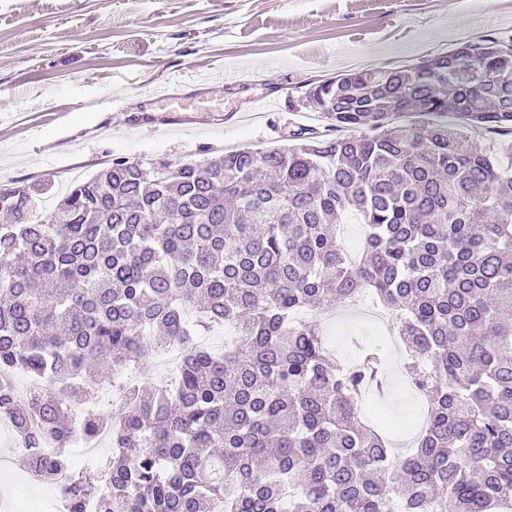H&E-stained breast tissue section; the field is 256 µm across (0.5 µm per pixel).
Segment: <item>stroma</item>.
<instances>
[{
	"label": "stroma",
	"mask_w": 512,
	"mask_h": 512,
	"mask_svg": "<svg viewBox=\"0 0 512 512\" xmlns=\"http://www.w3.org/2000/svg\"><path fill=\"white\" fill-rule=\"evenodd\" d=\"M488 34L512 36V0H0V184L42 183L36 204L112 157L200 163L224 148L277 149L299 127L311 82L415 63ZM179 84H171L172 76ZM278 98L275 111L257 100ZM340 362L382 329L360 309L324 320ZM388 352L391 391L365 417L417 415ZM0 427V512H34L53 483L26 481Z\"/></svg>",
	"instance_id": "stroma-1"
}]
</instances>
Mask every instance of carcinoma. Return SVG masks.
<instances>
[{"instance_id": "obj_1", "label": "carcinoma", "mask_w": 512, "mask_h": 512, "mask_svg": "<svg viewBox=\"0 0 512 512\" xmlns=\"http://www.w3.org/2000/svg\"><path fill=\"white\" fill-rule=\"evenodd\" d=\"M299 105L330 138L171 163L111 159L48 213L40 184L0 187V416L68 512H499L512 503V165L471 140L512 136V38L414 65L338 74ZM405 112L421 124L396 125ZM453 115L455 122L443 121ZM364 226L360 260L336 234ZM394 311L427 413L401 454L359 419L385 354L336 362L317 315L363 294ZM215 326L234 340L199 341ZM183 349L173 386L95 407L96 368L146 371ZM112 455L72 469L79 437ZM55 448H42L45 440Z\"/></svg>"}]
</instances>
